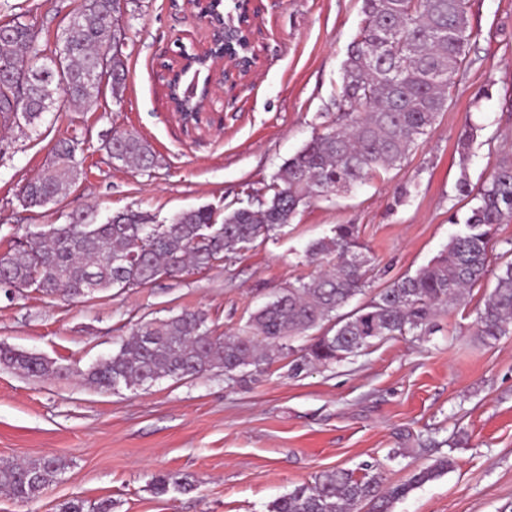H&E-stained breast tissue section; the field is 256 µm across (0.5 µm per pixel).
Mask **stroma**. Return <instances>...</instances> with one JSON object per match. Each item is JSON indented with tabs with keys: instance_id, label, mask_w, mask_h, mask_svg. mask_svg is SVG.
I'll use <instances>...</instances> for the list:
<instances>
[{
	"instance_id": "1",
	"label": "stroma",
	"mask_w": 512,
	"mask_h": 512,
	"mask_svg": "<svg viewBox=\"0 0 512 512\" xmlns=\"http://www.w3.org/2000/svg\"><path fill=\"white\" fill-rule=\"evenodd\" d=\"M79 2L0 0V20L26 16L40 42L52 43ZM469 4L479 37L464 74L447 110L399 166L300 207L278 239L206 270L75 303L0 292V344L67 371L33 377L0 364V460L51 455L67 464L36 500L0 492V512H58L76 497L111 500L112 512H268L325 470L359 476L375 465L396 485L440 456L454 459L453 469L410 491L393 512H512V332L491 343L473 334L490 276L463 303L441 308L432 335L389 338L297 374L283 358L242 381L218 370L115 392L83 381L140 321L189 308L205 313L216 333L241 334L275 291L313 273L305 250L335 225H357L373 292L437 256L457 230L451 214L468 211L456 192L460 176L479 184L502 153L512 154V0ZM250 7L258 67L215 100L222 129L190 138L156 70L180 45L203 42L205 26L170 0H131L122 16L121 99L105 87L90 106L48 112L36 131H0V254L12 233L45 230L89 209L103 218L132 207L160 220L200 206L223 213L334 120L363 0H251ZM468 121L482 131L464 157L457 140ZM116 130L150 142V171L111 161L103 141ZM74 134L84 174L55 202L23 206L21 185L46 166L57 140ZM161 474L185 477L192 488L156 493Z\"/></svg>"
}]
</instances>
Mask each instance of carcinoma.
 Returning <instances> with one entry per match:
<instances>
[{
	"instance_id": "1",
	"label": "carcinoma",
	"mask_w": 512,
	"mask_h": 512,
	"mask_svg": "<svg viewBox=\"0 0 512 512\" xmlns=\"http://www.w3.org/2000/svg\"><path fill=\"white\" fill-rule=\"evenodd\" d=\"M359 37L348 49L336 124L314 135L286 160L270 183L254 191L256 204L233 208L217 219L202 206L159 222L138 209L116 212L95 222L93 212L72 215L47 231L15 233L0 254V276L46 296L84 299L112 288H144L158 279L214 263L276 238L299 207L348 190L380 168L405 159L445 111L448 91L467 62L471 41L468 0H364ZM120 0H81L55 46L39 42L34 21L13 17L0 23V125L35 126L62 104H86L99 93L93 78L102 59L110 62L112 96L125 87L124 38L112 26ZM81 144L71 135L56 142L53 160L21 188L27 207L43 206L80 179ZM109 157L140 171L151 169L155 153L131 131L115 133L105 144ZM458 194L474 201L469 212L450 223L465 230L428 265L379 289L369 302L340 310L369 286V259L355 224H338L312 241L307 261L317 271L278 289L248 319L244 336H216L206 315L184 309L165 319L137 325L119 349L93 364L86 381L101 391L151 385L162 378L200 377L215 369L232 378L247 367L261 371L293 353L287 340L328 325L325 333L290 361L294 373L354 357L387 336L425 335L438 310L460 304L466 291L493 275L494 288L476 312V335L491 342L512 326V240L493 254L497 226L512 220V155L500 156L489 176L474 186L467 176ZM0 364L31 376L59 377L63 367L33 353L0 347ZM454 467L443 456L389 488L383 474L367 468L357 478L339 468L322 472L276 499L270 512H391L413 488ZM66 469L55 456L13 463L0 461V492L32 501ZM187 489L192 484L170 474L155 489ZM112 500L93 505L78 498L59 512H112Z\"/></svg>"
}]
</instances>
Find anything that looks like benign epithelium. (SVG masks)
I'll return each mask as SVG.
<instances>
[{"instance_id":"obj_1","label":"benign epithelium","mask_w":512,"mask_h":512,"mask_svg":"<svg viewBox=\"0 0 512 512\" xmlns=\"http://www.w3.org/2000/svg\"><path fill=\"white\" fill-rule=\"evenodd\" d=\"M246 2L237 0L236 18L223 25L218 21L223 16L219 0H194L189 7L207 28L205 43L194 51L203 59L202 68L188 65L190 54L184 50L162 65L160 77L170 107L190 136L205 134L222 123L223 117L211 111L220 89L247 81L257 68L254 22Z\"/></svg>"}]
</instances>
